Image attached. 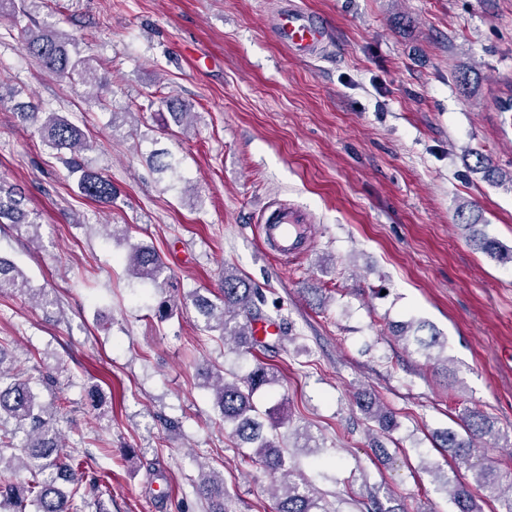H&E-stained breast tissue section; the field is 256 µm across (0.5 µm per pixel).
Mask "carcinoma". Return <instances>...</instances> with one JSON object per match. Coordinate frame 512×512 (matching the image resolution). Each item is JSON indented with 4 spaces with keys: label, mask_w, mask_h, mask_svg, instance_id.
I'll use <instances>...</instances> for the list:
<instances>
[{
    "label": "carcinoma",
    "mask_w": 512,
    "mask_h": 512,
    "mask_svg": "<svg viewBox=\"0 0 512 512\" xmlns=\"http://www.w3.org/2000/svg\"><path fill=\"white\" fill-rule=\"evenodd\" d=\"M0 14L12 17L14 24L20 27L27 51L46 71L62 78L76 77L84 86L97 87L101 84L93 58L82 54L74 35L52 26L34 30L21 25V18L27 16V11L17 4V0H0ZM165 104L177 125H188L192 116L188 106L174 99L165 100ZM12 111L20 126L39 124L42 138L53 149L67 150L75 156L89 147L86 133L58 112H38L26 103L12 105ZM148 163L159 173L178 176L176 164L164 150L150 152ZM475 170L492 183L506 179L512 185L511 173L503 174L488 157L479 153L476 154ZM72 171L80 173L78 189L89 199L104 204L115 199L117 191L109 179L80 166L72 167ZM22 204L23 199L14 189L0 184V224L6 220L17 225L25 223L36 237L39 225L33 221L25 222L27 214ZM470 242L475 249L512 263V252H502L494 240L481 235L470 237ZM127 270L141 284L160 291L168 286L170 268L150 246H130ZM3 293L24 295L41 306L56 302L49 290L32 287L13 262L0 256V294ZM263 302V295L258 289L238 273L227 269L216 300L202 295L194 297L195 307L204 317L206 329L219 332L224 343L249 352L256 348L267 350L261 341L249 337L250 321ZM398 337L428 360L444 357L447 349L446 341L423 321L411 320L402 324ZM199 376L203 387L213 391L215 404L224 425L231 427L232 437L250 445L253 448L252 461L274 476L275 512H329L320 505L312 483L300 478L290 465L293 452L282 447L278 440L277 429L289 421L285 403L277 405L279 417L268 426L254 403L256 392L271 389L278 383L277 370L258 361L244 376L213 368L201 369ZM356 405L381 430L388 431L395 425L393 413L382 403L360 394L356 397ZM60 414L61 409L57 405L39 402L23 369L17 367L16 360L7 358L0 347V423L11 419L25 435L19 445V454H5L0 440V512H25L29 500L35 502L38 512H78L76 500L85 503L90 498L101 497L99 479L85 478L81 464L69 463L59 455L64 441L58 428ZM459 427L458 431L448 429L437 435L438 446L448 449L457 466L471 472L469 480L456 473L443 475L442 489L449 495L456 512H482L481 502L484 500L498 502V512H512V480H503L500 470L491 463L474 462L479 448L499 438L490 417L480 411L466 409L459 418ZM20 470L30 475L23 487L16 486L7 477V474ZM196 490L208 501L210 512H230L224 479L217 473L201 472Z\"/></svg>",
    "instance_id": "cac0c4a2"
}]
</instances>
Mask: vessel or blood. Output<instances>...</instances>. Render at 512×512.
<instances>
[{
	"mask_svg": "<svg viewBox=\"0 0 512 512\" xmlns=\"http://www.w3.org/2000/svg\"><path fill=\"white\" fill-rule=\"evenodd\" d=\"M271 32L275 40L290 53L306 57L319 51L327 38V28L317 15L298 7L283 8L276 16ZM306 220L287 207H279L265 220L266 239L282 255L297 253L309 240Z\"/></svg>",
	"mask_w": 512,
	"mask_h": 512,
	"instance_id": "b4317fda",
	"label": "vessel or blood"
}]
</instances>
